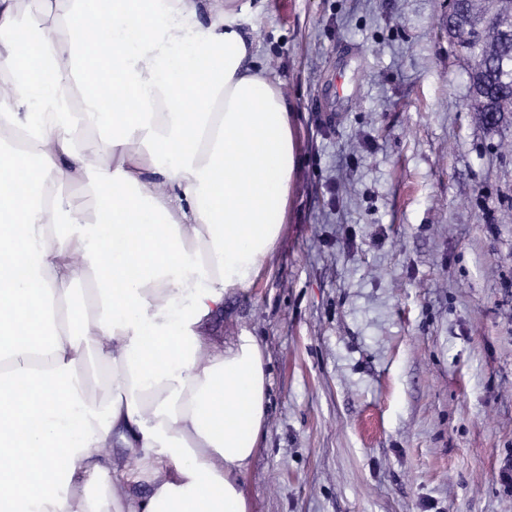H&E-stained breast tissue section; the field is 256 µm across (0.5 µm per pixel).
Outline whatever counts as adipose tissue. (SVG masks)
<instances>
[{"label": "adipose tissue", "mask_w": 512, "mask_h": 512, "mask_svg": "<svg viewBox=\"0 0 512 512\" xmlns=\"http://www.w3.org/2000/svg\"><path fill=\"white\" fill-rule=\"evenodd\" d=\"M20 20L0 0V127L26 151L0 181V348L12 349L0 384V512H250L243 476L266 424L267 376L255 336L217 343L205 322L250 288L276 251L296 169L295 115L278 81L258 69L254 36L232 9L209 0H40ZM100 15L97 41L111 66V100L71 103L89 61L80 30ZM81 125L105 141L102 158L79 150ZM83 180L85 211L69 185ZM30 239L18 252L20 236ZM93 286L81 336L97 339L112 390L94 401L78 370L69 290ZM58 307L41 380H33L25 307ZM46 391L18 414L17 393ZM141 452L128 470L100 456ZM39 449L51 472L34 482L20 456ZM147 481L143 497L129 483Z\"/></svg>", "instance_id": "1"}]
</instances>
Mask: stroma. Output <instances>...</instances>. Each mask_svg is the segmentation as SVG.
I'll return each instance as SVG.
<instances>
[{
	"instance_id": "stroma-1",
	"label": "stroma",
	"mask_w": 512,
	"mask_h": 512,
	"mask_svg": "<svg viewBox=\"0 0 512 512\" xmlns=\"http://www.w3.org/2000/svg\"><path fill=\"white\" fill-rule=\"evenodd\" d=\"M299 143L256 336L251 512H512V124L466 105L448 0H235Z\"/></svg>"
}]
</instances>
